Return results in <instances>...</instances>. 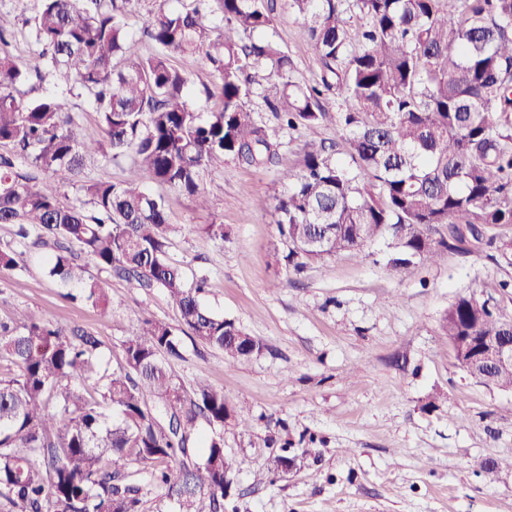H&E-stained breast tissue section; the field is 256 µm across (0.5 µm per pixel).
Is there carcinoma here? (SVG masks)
Wrapping results in <instances>:
<instances>
[{
	"label": "carcinoma",
	"mask_w": 512,
	"mask_h": 512,
	"mask_svg": "<svg viewBox=\"0 0 512 512\" xmlns=\"http://www.w3.org/2000/svg\"><path fill=\"white\" fill-rule=\"evenodd\" d=\"M142 2L38 0L25 20L37 56L23 64L0 51V224L17 225L20 245L46 253L48 275L100 314L111 297L94 268L164 291L180 314L176 327L138 320L123 341L125 366L112 372L101 367L102 342L80 327L30 309L0 322V496L12 512H143L154 488L178 512H199L203 497L224 512L223 433L203 440L199 462L190 448L199 419L222 428L236 411L204 378L186 388L171 361L182 358L184 335L236 362L263 350L203 305L205 277L189 284L168 260L174 225L162 198L140 184L87 181L82 197L64 202L47 185L73 182L98 152L203 206L206 173L278 158L280 143L247 106L260 79L274 77L276 117L291 129L333 125L347 156L322 144L305 152L301 171L281 172L293 183L275 205L289 272L378 240L389 241L386 266L399 272L443 248L464 250L468 234L512 265V235L487 233L512 225V0H285L321 63L313 86L296 82L288 53L258 36L273 26L276 0L162 3L144 14ZM132 16L155 53L138 52ZM200 57L217 79L205 88L217 102L207 116L187 77ZM46 76L86 96L94 127L54 94L25 97L21 88ZM21 255L1 245L0 275L22 269ZM441 327L453 344L512 336V319L474 296L458 297ZM488 375L512 392L511 362Z\"/></svg>",
	"instance_id": "1"
}]
</instances>
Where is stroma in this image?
Instances as JSON below:
<instances>
[{
  "mask_svg": "<svg viewBox=\"0 0 512 512\" xmlns=\"http://www.w3.org/2000/svg\"><path fill=\"white\" fill-rule=\"evenodd\" d=\"M37 0H0L17 20L8 47L26 62L38 52L25 26ZM268 35L288 53L293 76L318 81L319 58L298 35L299 24L277 5ZM259 87L249 106L280 144L278 167L226 161L206 175L207 207L156 184L172 224L170 258L188 279L206 275L201 300L262 340L263 353L237 364L222 351L186 343L174 371L185 385L198 377L223 387L238 420L226 421L224 453L233 484L224 512H512V469L488 479L490 461L512 459V393L472 378L440 329L461 295L507 282L494 293L499 313L512 318V266L488 260L482 249L441 250L434 261L395 273L385 266L387 242L365 253H343L289 274L286 243L274 206L289 186L279 168L301 170L305 150L337 139L334 127L279 126ZM220 224L216 241L199 230ZM0 275V320L15 309L44 312L60 326L78 325L102 342L104 368L123 366L122 343L138 319L177 323L160 290L142 292L109 278L112 316L103 318L45 273L42 256ZM305 455L290 473L275 471L282 456Z\"/></svg>",
  "mask_w": 512,
  "mask_h": 512,
  "instance_id": "1",
  "label": "stroma"
}]
</instances>
